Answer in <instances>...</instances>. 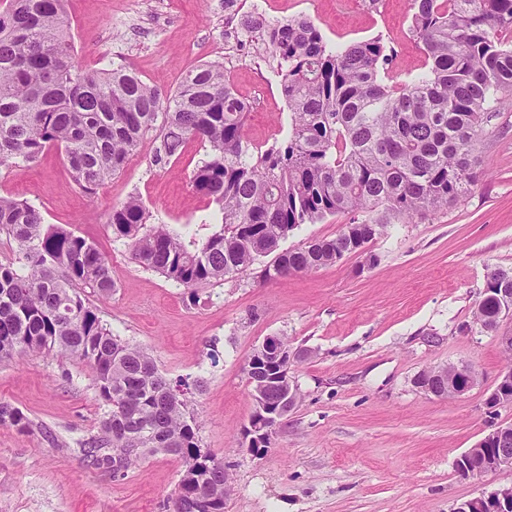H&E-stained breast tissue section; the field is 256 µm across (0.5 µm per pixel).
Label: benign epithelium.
I'll use <instances>...</instances> for the list:
<instances>
[{"label": "benign epithelium", "instance_id": "benign-epithelium-1", "mask_svg": "<svg viewBox=\"0 0 512 512\" xmlns=\"http://www.w3.org/2000/svg\"><path fill=\"white\" fill-rule=\"evenodd\" d=\"M300 357L280 336H268L252 352L246 365L254 411L245 429L247 447H267L281 419L295 405L296 387L289 375ZM427 378L418 384L423 392L437 398L457 396L473 387L479 372L471 363L452 364L423 371ZM492 407L512 403V369L501 368L488 397ZM504 466L512 467V423H498L474 447L456 461L464 478L477 477ZM452 512H512V489L499 487L485 491L456 505Z\"/></svg>", "mask_w": 512, "mask_h": 512}]
</instances>
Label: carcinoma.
Listing matches in <instances>:
<instances>
[{"mask_svg":"<svg viewBox=\"0 0 512 512\" xmlns=\"http://www.w3.org/2000/svg\"><path fill=\"white\" fill-rule=\"evenodd\" d=\"M66 0H0V165L22 169L56 148L73 181L93 194L120 173L140 142L155 134L152 164L166 165L187 139L207 147L191 183L212 199L222 223L205 242H185L168 224H147L131 196L106 224L126 240L131 259L185 288L247 272L261 258L266 280L309 273L358 254L394 224H413L465 202L480 172L485 115L512 93V0H410L411 32L427 70L398 82L394 51L382 37L332 48L309 20L246 26L258 58L276 61L291 111L288 137L265 149L247 136L250 106L224 67L188 71L162 95L128 66L83 68L65 20ZM343 215L333 238L283 249L303 224ZM15 244L0 263V360L58 350L89 365L109 406L104 436L89 453L160 450L183 467V496L200 486L224 500V465L200 462L197 423L185 393L158 371L151 354L112 335L86 292L115 291L109 262L94 244L41 211L0 196V233ZM476 306L477 321L500 312L495 270Z\"/></svg>","mask_w":512,"mask_h":512,"instance_id":"1","label":"carcinoma"}]
</instances>
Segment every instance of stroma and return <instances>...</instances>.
<instances>
[{"label": "stroma", "instance_id": "1", "mask_svg": "<svg viewBox=\"0 0 512 512\" xmlns=\"http://www.w3.org/2000/svg\"><path fill=\"white\" fill-rule=\"evenodd\" d=\"M81 64L132 67L169 94L203 63H218L250 104L246 131L266 147L284 139L290 112L267 61L225 52L245 20L308 18L328 46L382 36L400 81L424 70L407 0H68ZM484 173L464 204L415 224H398L358 256L308 274L265 281L263 262L193 290L138 266L106 222L113 205L138 196L153 224L205 239L221 215L190 177L205 149L188 141L179 157L152 165L147 136L124 170L84 194L56 151L31 167L0 165V195L37 206L107 257L116 289L95 300L103 323L147 349L172 383H197L191 409L199 446L224 462L231 492L224 512H452L482 491L512 485V468L463 478L456 460L512 405L489 407L505 363L497 330L473 318L491 271H512V94L485 124ZM304 351L290 374L302 397L271 447L244 446L253 412L245 366L265 337ZM466 361L480 381L437 398L414 383L423 370ZM23 416L0 422V512H172L181 465L163 453L122 469L96 461L88 441L107 411L91 368L53 351L0 361V404Z\"/></svg>", "mask_w": 512, "mask_h": 512}]
</instances>
